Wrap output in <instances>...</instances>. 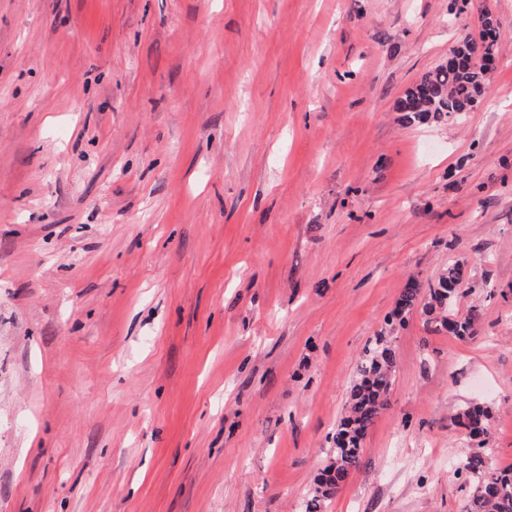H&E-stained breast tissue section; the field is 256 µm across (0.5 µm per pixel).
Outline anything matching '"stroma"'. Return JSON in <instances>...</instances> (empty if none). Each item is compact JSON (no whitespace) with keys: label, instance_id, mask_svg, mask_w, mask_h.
<instances>
[{"label":"stroma","instance_id":"obj_1","mask_svg":"<svg viewBox=\"0 0 512 512\" xmlns=\"http://www.w3.org/2000/svg\"><path fill=\"white\" fill-rule=\"evenodd\" d=\"M487 11L486 98L407 124ZM454 263L472 337L390 323ZM383 331L322 512H468L457 414L512 466V0H0V512H306ZM395 367V350L387 336H375L357 362L349 390L348 415L333 437V465L320 477L311 498L313 507L307 512H317L321 503L332 498L359 467L363 439L392 393Z\"/></svg>","mask_w":512,"mask_h":512}]
</instances>
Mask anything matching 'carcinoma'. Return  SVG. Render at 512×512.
<instances>
[{
	"mask_svg": "<svg viewBox=\"0 0 512 512\" xmlns=\"http://www.w3.org/2000/svg\"><path fill=\"white\" fill-rule=\"evenodd\" d=\"M499 33L493 18L482 22L479 37H471L466 45L469 55L493 57L498 49ZM487 94L486 72L480 62L460 69L436 66L425 72L396 101V111L410 121L444 122L448 116L469 112ZM464 280L460 266L448 267L437 285L428 288L426 306L439 311L440 327L464 340L474 335L477 313L448 321L445 312L463 295ZM421 301V289L403 290L394 316L398 317ZM395 350L386 336L380 334L364 348L349 390L348 415L341 421L333 437V465L327 467L315 489L307 512H317L321 503L332 498L346 483L361 462L362 443L375 419L387 404L394 385ZM469 435L478 439L477 449L461 457L456 471L465 474L473 487L471 512H512V470L496 471L489 466L487 448V408L475 404L459 414Z\"/></svg>",
	"mask_w": 512,
	"mask_h": 512,
	"instance_id": "carcinoma-1",
	"label": "carcinoma"
}]
</instances>
